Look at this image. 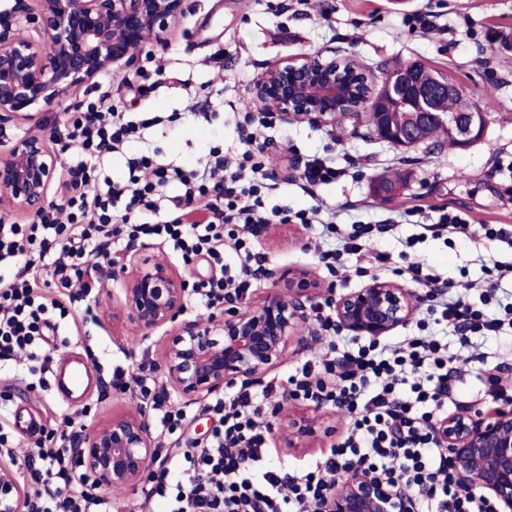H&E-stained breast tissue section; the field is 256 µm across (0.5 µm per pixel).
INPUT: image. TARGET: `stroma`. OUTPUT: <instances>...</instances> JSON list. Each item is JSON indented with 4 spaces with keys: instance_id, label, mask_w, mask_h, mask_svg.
<instances>
[{
    "instance_id": "obj_1",
    "label": "stroma",
    "mask_w": 512,
    "mask_h": 512,
    "mask_svg": "<svg viewBox=\"0 0 512 512\" xmlns=\"http://www.w3.org/2000/svg\"><path fill=\"white\" fill-rule=\"evenodd\" d=\"M423 5L439 16L445 31L411 26L412 13ZM315 55L351 58L379 77L396 63L415 60L447 72L465 97L485 112V136L466 150L448 147L436 153L421 146L401 151L372 136L358 119H279L261 132L270 203L297 210L319 199L335 208L337 223L349 225L397 215L421 196L430 203L453 204L478 222L512 225V195L505 192L504 178L496 170L497 159L512 158V0H185L182 16L163 43L144 47L131 66L114 69L61 104L35 112L33 120L1 125L0 152L33 129L62 125L80 102L106 93L120 112L177 113V121L153 128L144 138L163 159L195 170L211 148L237 150L239 125L245 113L256 109L250 87L258 73L270 64ZM312 155L331 160L344 169V177L304 189L293 177L290 159ZM394 175L402 177V185L390 194L378 191L379 182ZM254 243L267 257L266 269L307 271L337 294L365 284L354 272L355 258H348V270L338 278L320 266L316 230L274 224L258 230ZM415 250L442 276L462 282L485 280L481 258L512 260V247L499 241L429 237ZM111 256L130 265L166 262L190 281L211 273L204 258L184 261L156 239L145 241L138 251L128 250L126 240H119ZM86 302L94 320L48 336L53 359L92 350L95 370L105 377L116 364L153 362L171 333L164 327L142 335L123 318L111 292L91 291ZM313 332V323L304 321L299 339L289 343L268 379L285 384L296 367L322 357L327 341L313 339ZM0 400L13 409L25 407L38 422L59 429L70 420L88 428L115 414L138 412L140 406L132 391L100 385L71 406L52 389L31 390L1 379ZM292 421L312 423L315 429L303 447L293 450L284 444ZM347 428L348 419L340 411L299 399L287 401L282 414L271 421L269 457L287 461L292 470L306 469L323 458Z\"/></svg>"
}]
</instances>
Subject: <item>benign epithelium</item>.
<instances>
[{
    "instance_id": "benign-epithelium-1",
    "label": "benign epithelium",
    "mask_w": 512,
    "mask_h": 512,
    "mask_svg": "<svg viewBox=\"0 0 512 512\" xmlns=\"http://www.w3.org/2000/svg\"><path fill=\"white\" fill-rule=\"evenodd\" d=\"M15 0L9 20L0 22V123L28 117L94 82L162 34L182 15L184 0ZM417 68L376 77L334 57L298 58L267 67L252 94L261 111L288 115L358 118L383 95L392 111L380 112L383 135L405 148L417 145L425 123L448 128L457 147L482 141L486 117L470 106L442 112L417 83ZM51 137L32 130L0 154V208L30 219L53 200L58 155ZM283 287L248 310L225 308L205 320L177 323L184 313L187 281L160 262L98 275L106 286L120 285L119 302L137 330L151 333L167 325L177 333L155 367L179 394H212L241 380L252 382L284 356L290 337L306 318V304L322 286L305 273L282 274ZM412 291L375 277L335 299L337 326L357 337L378 339L406 325ZM450 469L467 491L479 490L490 512H512V402L478 413L451 414L436 423ZM156 443L142 414L117 415L92 426L78 448L85 474L98 488H122L140 481L155 463ZM16 461L0 458V512H27L28 494ZM323 512H412L406 499L383 477L341 475Z\"/></svg>"
}]
</instances>
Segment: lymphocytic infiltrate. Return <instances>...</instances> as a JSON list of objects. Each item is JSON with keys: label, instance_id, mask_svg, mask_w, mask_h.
<instances>
[{"label": "lymphocytic infiltrate", "instance_id": "f902f5d3", "mask_svg": "<svg viewBox=\"0 0 512 512\" xmlns=\"http://www.w3.org/2000/svg\"><path fill=\"white\" fill-rule=\"evenodd\" d=\"M67 147L79 162L70 170L72 190L66 220L56 209L33 224L0 220V371L23 377L45 375L52 362L41 341L69 311L43 303L39 286L57 284L71 291V302H82L90 254L108 256L114 238L159 237L183 258L203 256L213 270L192 282L191 292L203 312L246 299L255 281L265 274L264 254L254 245L260 224H321L329 245L321 260L336 273L342 256H361L363 238L397 228L396 218L373 223L337 224L336 213L312 206L298 211L267 209L266 172L255 144V132L243 131L241 153L212 152L202 171L157 163L147 152L127 161L126 181L100 180L99 170L112 153L123 151L141 136V128L123 121L107 96L73 113L63 128ZM176 182L180 195L164 200L160 189ZM209 213L206 223H186L193 205ZM408 216L429 215L428 231L449 238L482 231L489 239L512 238L503 224L475 223L450 205L416 204ZM232 241L235 264L224 261L223 244ZM393 272L417 285L425 303L415 330L406 336L357 348L344 347L340 356L304 362L288 378L287 387L243 385L206 406L219 425L205 444L182 450L158 448L156 469L147 476L143 494L159 512H318L340 473L372 471L418 492L416 512H487L486 503L462 491L438 452L434 425L448 413L452 381L465 368L485 363L486 353L472 350L473 337L499 336L512 331V302L494 304L481 294L470 300L471 284L428 273L424 262L395 265L391 254L378 252L357 275ZM454 329L466 351L452 354L443 336ZM109 384L137 388L161 434L181 429L187 412L170 400L164 388L129 366L113 367ZM290 391L315 405L345 410L352 419L348 436L330 457L300 475L266 459L269 428L263 419L269 405ZM66 435L40 430L25 456L21 476L34 501L32 512H112L108 498L87 486V477Z\"/></svg>", "mask_w": 512, "mask_h": 512}]
</instances>
